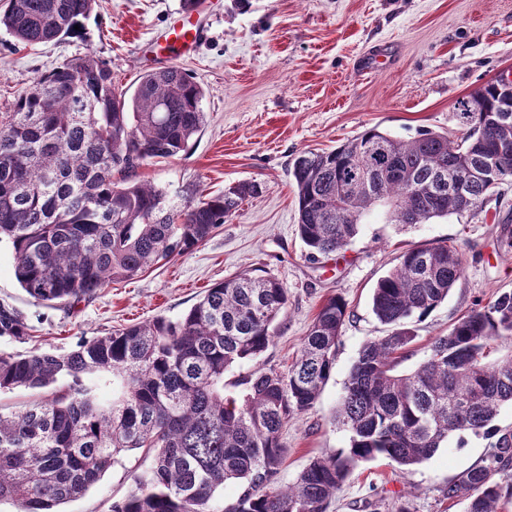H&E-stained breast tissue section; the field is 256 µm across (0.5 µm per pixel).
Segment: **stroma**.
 Returning a JSON list of instances; mask_svg holds the SVG:
<instances>
[{
    "label": "stroma",
    "instance_id": "35a3bbf8",
    "mask_svg": "<svg viewBox=\"0 0 512 512\" xmlns=\"http://www.w3.org/2000/svg\"><path fill=\"white\" fill-rule=\"evenodd\" d=\"M183 6L184 0H98L82 36L35 49L15 48L0 31V112L36 77L90 49L111 62L119 86L159 69L141 46L162 41ZM202 24L197 54L181 66L205 90L206 124L179 157L148 164L141 175L181 203L188 190L213 195L242 181L263 183V194L191 252L89 301L35 303L15 278L11 245L1 242L0 302L26 315L35 336L24 343L0 338V353L66 352L124 326L174 319L215 283L251 272L276 277L288 290V305L267 350L237 372L257 365L284 370L322 303L342 297L349 318L331 376L317 403L281 432L288 456L279 480L289 483L312 457L347 446L332 414L362 344L388 332L372 313L371 295L404 251L445 240L462 249L465 264L447 300L414 323L417 338L403 370L422 362L434 338L475 301L512 291V248L501 243L503 224L512 221V177L476 210L427 224L390 223L385 207L375 206L347 247L313 258L298 233L289 165L304 151L335 148L373 126L403 138L422 130L460 136L458 101L512 73V0H209ZM488 454L486 440L469 436L461 445L449 441L409 475L385 459L363 464L329 512H362L377 495L390 502L405 496L411 512H464L443 491ZM150 465L142 452H128L65 512H111Z\"/></svg>",
    "mask_w": 512,
    "mask_h": 512
}]
</instances>
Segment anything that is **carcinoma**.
Here are the masks:
<instances>
[{
	"instance_id": "1",
	"label": "carcinoma",
	"mask_w": 512,
	"mask_h": 512,
	"mask_svg": "<svg viewBox=\"0 0 512 512\" xmlns=\"http://www.w3.org/2000/svg\"><path fill=\"white\" fill-rule=\"evenodd\" d=\"M96 0H5L0 28L24 49L77 37ZM498 81L457 102L465 130L404 139L371 127L331 151H304L291 168L300 237L311 256L344 249L377 204L394 224L462 215L512 177V112ZM203 87L178 66L148 72L133 90L89 50L37 77L0 112V241L15 255L21 288L43 305L91 299L192 250L230 221L261 184L241 182L197 202L172 203L140 169L184 152L205 122ZM464 271L447 242L408 249L373 289L371 309L389 333L365 342L334 421L348 436L314 457L294 482L278 481L288 454L281 430L311 409L326 385L347 308L321 305L286 370L257 367L224 394V377L269 347L288 304L272 276L242 273L213 285L175 319L79 342L65 353L0 354V391L65 386L20 412L0 411V503L55 512L82 498L127 452L152 467L112 512H212L224 485L241 492L224 512H328L350 473L384 457L408 474L451 438L488 441L483 465L448 482L444 499L465 512H502L495 475L512 472V291L474 304L434 339L413 371L400 370L416 339L411 324L448 299ZM33 326L0 303V337L25 340ZM112 384V399L99 382Z\"/></svg>"
}]
</instances>
